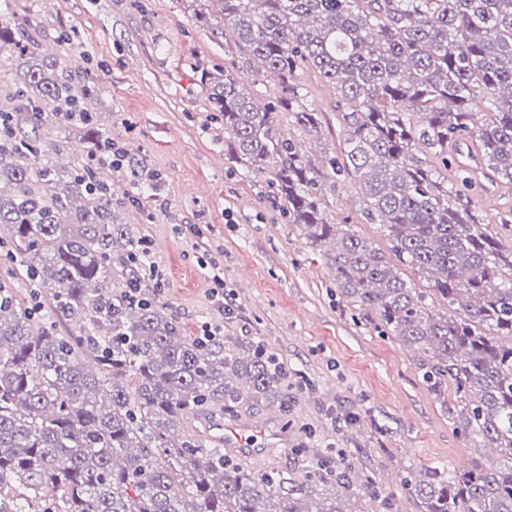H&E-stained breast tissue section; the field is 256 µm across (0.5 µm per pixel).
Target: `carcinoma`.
Here are the masks:
<instances>
[{
    "mask_svg": "<svg viewBox=\"0 0 512 512\" xmlns=\"http://www.w3.org/2000/svg\"><path fill=\"white\" fill-rule=\"evenodd\" d=\"M192 2L203 5L197 26L224 31L277 81L297 127L320 126L300 71L336 92L346 135L330 176L357 183L383 248L328 222L323 176L281 136L278 113L226 71L201 75L228 155L260 172L275 163L288 222L311 246L332 244L324 257L341 293L413 354L432 393L455 387V428L496 451L464 472L416 475L423 512H512V251H499L472 199L423 158L427 148L466 181L448 150L466 132L496 188L512 187V0ZM2 51L18 80L0 95V230L10 233L0 250L53 305L37 312L0 280V512H346L341 500L362 498L392 512L339 449L287 479L193 428L212 409L274 406L288 422V369L265 344L218 328L187 338L156 290L131 292L148 241L114 218L112 182L40 161L15 120L29 112L78 131L94 157L108 144L88 109L94 80L43 54L7 10Z\"/></svg>",
    "mask_w": 512,
    "mask_h": 512,
    "instance_id": "obj_1",
    "label": "carcinoma"
}]
</instances>
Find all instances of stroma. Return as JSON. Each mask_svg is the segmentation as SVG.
<instances>
[{
	"instance_id": "obj_1",
	"label": "stroma",
	"mask_w": 512,
	"mask_h": 512,
	"mask_svg": "<svg viewBox=\"0 0 512 512\" xmlns=\"http://www.w3.org/2000/svg\"><path fill=\"white\" fill-rule=\"evenodd\" d=\"M7 3L36 26L46 53L99 84L92 108L100 130L157 174L151 189L127 171L112 172V192L122 203L118 220L150 241L156 272L144 281H162L161 300L185 336L218 322L225 335L263 341L287 367L296 394L288 426L272 409L254 419L287 439L269 446L267 466L297 478L338 448L390 494L393 512H420L406 477L457 471L458 459L475 456L471 442L420 381L411 352L341 295L325 258L289 224L269 173L227 155L200 72L227 70L262 105L279 99V85L221 31L198 27L184 0H0V7ZM64 33L68 42L57 44ZM299 84L322 123L308 132L283 112L280 131L319 170L344 138L337 97L311 72H301ZM21 124L35 130L41 159L88 164L79 135L33 127L26 112ZM323 205L328 221L382 242L378 225L362 220L353 181L328 187ZM215 265L224 270L222 303L212 293Z\"/></svg>"
}]
</instances>
